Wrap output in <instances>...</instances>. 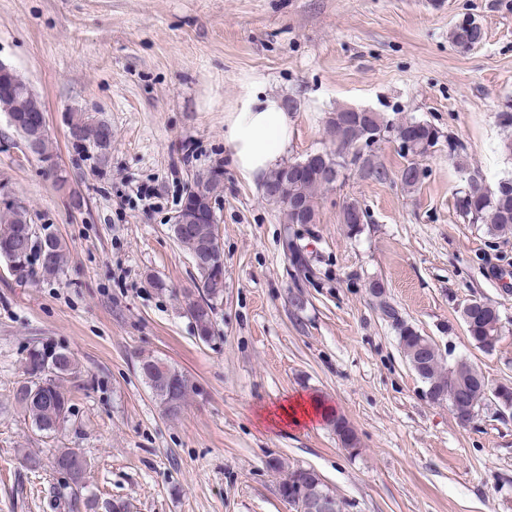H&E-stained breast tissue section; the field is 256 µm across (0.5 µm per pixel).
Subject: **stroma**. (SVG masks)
Instances as JSON below:
<instances>
[{"label":"stroma","mask_w":512,"mask_h":512,"mask_svg":"<svg viewBox=\"0 0 512 512\" xmlns=\"http://www.w3.org/2000/svg\"><path fill=\"white\" fill-rule=\"evenodd\" d=\"M466 16L483 39L463 52L449 32ZM0 60L44 102L67 179L59 189L0 112V200L24 204L67 252L53 278L21 283L0 269V512H53L58 448L80 449L90 492L131 512H293L279 461L316 471L343 512H512V416L488 402L463 425L426 399L370 293L380 282L446 363L463 358L491 385H512V235L492 239L456 209L470 181L493 190L512 175L497 118L512 108V0H0ZM257 76L297 104L285 162L331 149L330 113L356 106L440 131L421 182L402 185L410 157L388 134L367 150L385 179L349 167L319 194L315 223H285L224 141ZM73 111L109 123L105 155L70 140ZM215 165L224 297L205 344L184 311L197 272L169 225L187 185ZM141 184L151 202L135 197ZM346 201L367 212L355 235L340 219ZM289 234L311 278L284 255ZM475 300L503 322L490 354L462 319ZM44 338L82 370L51 435L14 400L26 351ZM146 356L189 377L179 418L142 381ZM300 395L343 414L358 452L318 420L261 421Z\"/></svg>","instance_id":"1"}]
</instances>
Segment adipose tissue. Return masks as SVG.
<instances>
[{
	"label": "adipose tissue",
	"instance_id": "adipose-tissue-1",
	"mask_svg": "<svg viewBox=\"0 0 512 512\" xmlns=\"http://www.w3.org/2000/svg\"><path fill=\"white\" fill-rule=\"evenodd\" d=\"M291 132L290 113L260 79L246 85L240 110L224 120V140L232 163L241 177L250 182L267 175L280 163Z\"/></svg>",
	"mask_w": 512,
	"mask_h": 512
}]
</instances>
